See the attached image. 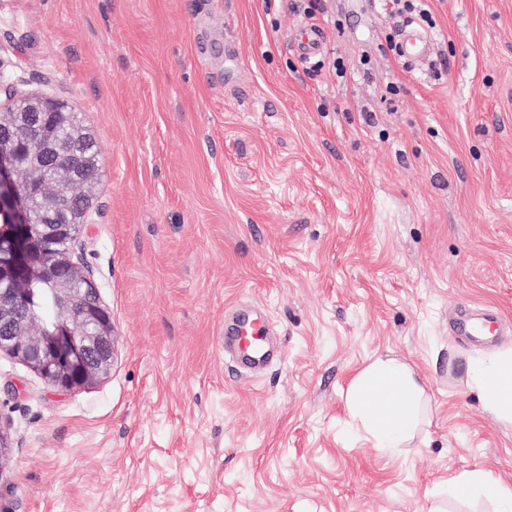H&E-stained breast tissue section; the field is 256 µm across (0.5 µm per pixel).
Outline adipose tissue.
Instances as JSON below:
<instances>
[{
    "label": "adipose tissue",
    "mask_w": 512,
    "mask_h": 512,
    "mask_svg": "<svg viewBox=\"0 0 512 512\" xmlns=\"http://www.w3.org/2000/svg\"><path fill=\"white\" fill-rule=\"evenodd\" d=\"M466 383L479 391L490 413L512 423V351L470 360ZM425 399V385L409 365L379 357L357 375L348 409L376 447L395 448L417 431Z\"/></svg>",
    "instance_id": "1"
}]
</instances>
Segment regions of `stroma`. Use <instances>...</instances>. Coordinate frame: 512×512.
<instances>
[{
    "mask_svg": "<svg viewBox=\"0 0 512 512\" xmlns=\"http://www.w3.org/2000/svg\"><path fill=\"white\" fill-rule=\"evenodd\" d=\"M428 6L411 70L374 0H0V75L97 142L71 258L115 331L69 392L0 353V512H496L446 490L512 487L461 372L512 349V0ZM256 303L284 355L241 375L224 313ZM378 357L429 397L391 450L348 412ZM325 33L320 26H306L295 35L294 44L304 55H311L321 50Z\"/></svg>",
    "mask_w": 512,
    "mask_h": 512,
    "instance_id": "stroma-1",
    "label": "stroma"
}]
</instances>
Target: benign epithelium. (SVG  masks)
<instances>
[{
  "instance_id": "7a95c632",
  "label": "benign epithelium",
  "mask_w": 512,
  "mask_h": 512,
  "mask_svg": "<svg viewBox=\"0 0 512 512\" xmlns=\"http://www.w3.org/2000/svg\"><path fill=\"white\" fill-rule=\"evenodd\" d=\"M70 111L64 101L33 97L20 98L10 111L0 113V352L26 363L58 391L84 387L111 366L112 314L99 296L78 289L84 276L69 253L51 256L42 247L48 240L72 242L86 223L88 209L71 207L55 184L40 183L36 199L48 213L67 214V223L43 224L32 231L28 201L17 192L16 148L6 129L13 126L15 112ZM35 137L29 154L71 155L69 140H45L38 132ZM97 162L94 153L75 155L70 167L95 168ZM41 282L52 285L57 307L56 322L45 327L33 320L30 296Z\"/></svg>"
}]
</instances>
